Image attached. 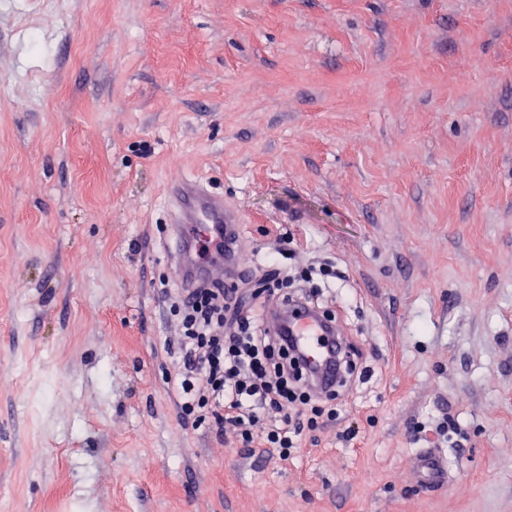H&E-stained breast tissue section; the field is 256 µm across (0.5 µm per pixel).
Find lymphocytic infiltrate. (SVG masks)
<instances>
[{
  "instance_id": "lymphocytic-infiltrate-1",
  "label": "lymphocytic infiltrate",
  "mask_w": 512,
  "mask_h": 512,
  "mask_svg": "<svg viewBox=\"0 0 512 512\" xmlns=\"http://www.w3.org/2000/svg\"><path fill=\"white\" fill-rule=\"evenodd\" d=\"M172 306L181 325L174 384L185 418H213L241 442L262 439L284 459L304 431L335 420L326 398L308 388L301 355L270 334L238 289L182 288Z\"/></svg>"
}]
</instances>
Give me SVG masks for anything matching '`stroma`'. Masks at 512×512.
Wrapping results in <instances>:
<instances>
[{
	"label": "stroma",
	"instance_id": "1",
	"mask_svg": "<svg viewBox=\"0 0 512 512\" xmlns=\"http://www.w3.org/2000/svg\"><path fill=\"white\" fill-rule=\"evenodd\" d=\"M184 176L338 273L288 459L171 388ZM0 512H512V0H0ZM411 466L422 485L442 488L448 484L447 457L436 448H426L411 460Z\"/></svg>",
	"mask_w": 512,
	"mask_h": 512
}]
</instances>
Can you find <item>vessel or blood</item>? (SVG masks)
<instances>
[{"mask_svg":"<svg viewBox=\"0 0 512 512\" xmlns=\"http://www.w3.org/2000/svg\"><path fill=\"white\" fill-rule=\"evenodd\" d=\"M168 207L172 228L170 260L180 287L220 282L242 273L243 217L236 207L225 202L223 195L214 193L202 182L178 181L168 190ZM204 243L209 244L212 254L207 261L198 253ZM266 324L271 331L289 336L303 354L315 391L335 388L334 357L320 342L321 336L337 335L334 325L302 304L272 306L266 314ZM411 466L422 485L441 488L448 483V461L438 449L418 452Z\"/></svg>","mask_w":512,"mask_h":512,"instance_id":"obj_1","label":"vessel or blood"}]
</instances>
